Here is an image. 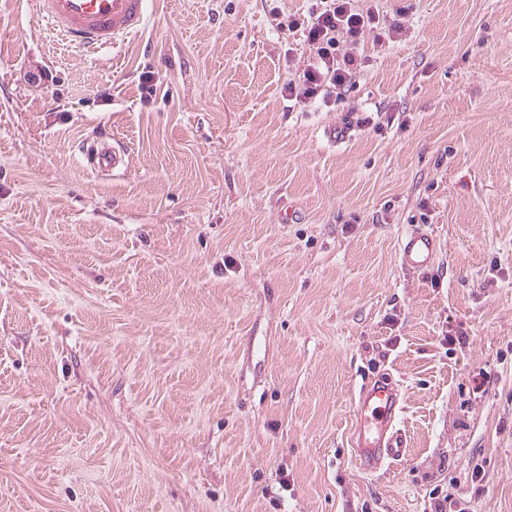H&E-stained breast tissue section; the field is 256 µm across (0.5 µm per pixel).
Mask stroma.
<instances>
[{"label": "stroma", "mask_w": 512, "mask_h": 512, "mask_svg": "<svg viewBox=\"0 0 512 512\" xmlns=\"http://www.w3.org/2000/svg\"><path fill=\"white\" fill-rule=\"evenodd\" d=\"M312 4L150 0L87 56L0 0V512H512V0H357L401 39L298 104ZM87 154L93 153L94 168L101 171L118 172L125 168L124 153L116 150L115 147L105 143H98L96 146L86 148ZM440 249V240L434 234L415 227L401 238L398 261L405 270L424 271L434 265ZM401 385L389 374L367 379L355 399L352 446L364 470L377 472L407 456V443L398 427L403 409Z\"/></svg>", "instance_id": "35a3bbf8"}]
</instances>
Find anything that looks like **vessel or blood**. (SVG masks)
<instances>
[{
  "label": "vessel or blood",
  "mask_w": 512,
  "mask_h": 512,
  "mask_svg": "<svg viewBox=\"0 0 512 512\" xmlns=\"http://www.w3.org/2000/svg\"><path fill=\"white\" fill-rule=\"evenodd\" d=\"M148 0H36L38 19L69 45L96 54L117 47L138 34L147 20ZM95 168L118 172L125 167L122 152L100 143L92 148ZM441 249L431 232L415 227L400 240L398 261L408 271L434 265ZM404 394L391 375L367 379L355 400L352 445L364 470L376 472L407 455L398 426Z\"/></svg>",
  "instance_id": "b4317fda"
}]
</instances>
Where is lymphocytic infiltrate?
<instances>
[{"instance_id":"1","label":"lymphocytic infiltrate","mask_w":512,"mask_h":512,"mask_svg":"<svg viewBox=\"0 0 512 512\" xmlns=\"http://www.w3.org/2000/svg\"><path fill=\"white\" fill-rule=\"evenodd\" d=\"M289 31L301 33L308 49L298 81L288 83L289 100L303 103L329 88L343 87L352 74L365 32L376 40L395 41L403 33L398 22L357 9L355 0H315L306 18H289Z\"/></svg>"}]
</instances>
